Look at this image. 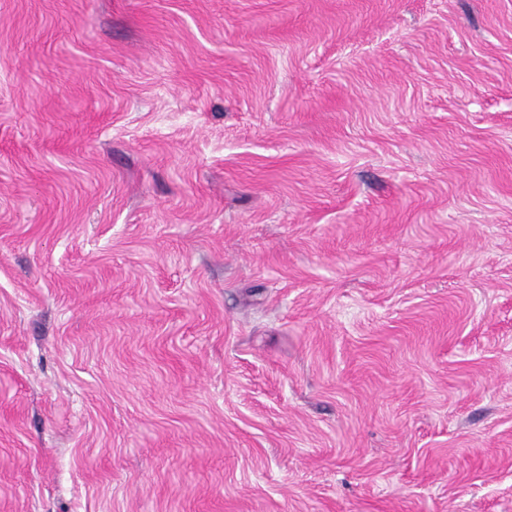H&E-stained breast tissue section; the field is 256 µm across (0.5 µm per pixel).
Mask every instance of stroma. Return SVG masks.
Returning a JSON list of instances; mask_svg holds the SVG:
<instances>
[{"label": "stroma", "instance_id": "35a3bbf8", "mask_svg": "<svg viewBox=\"0 0 512 512\" xmlns=\"http://www.w3.org/2000/svg\"><path fill=\"white\" fill-rule=\"evenodd\" d=\"M0 512H512V0H0Z\"/></svg>", "mask_w": 512, "mask_h": 512}]
</instances>
